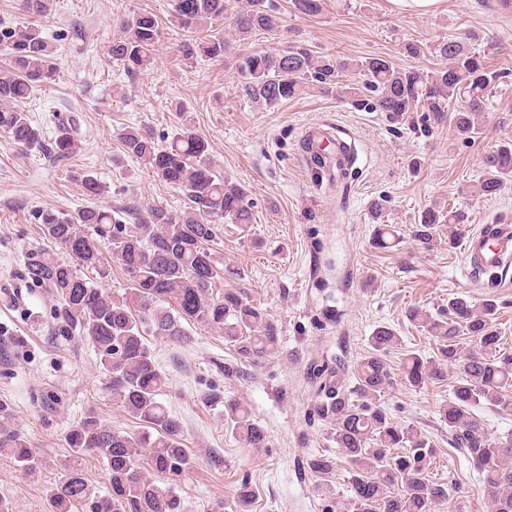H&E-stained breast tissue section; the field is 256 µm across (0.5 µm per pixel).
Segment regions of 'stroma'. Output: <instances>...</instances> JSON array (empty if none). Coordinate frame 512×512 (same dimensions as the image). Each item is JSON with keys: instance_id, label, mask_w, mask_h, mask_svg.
<instances>
[{"instance_id": "1", "label": "stroma", "mask_w": 512, "mask_h": 512, "mask_svg": "<svg viewBox=\"0 0 512 512\" xmlns=\"http://www.w3.org/2000/svg\"><path fill=\"white\" fill-rule=\"evenodd\" d=\"M272 3L282 18L280 36L258 34L235 43L226 58L191 63L182 56L185 34L171 0H54L51 12L38 18L56 48L59 77L20 108L49 141L60 119L76 118L81 148L58 160L45 150H20L0 133V403L11 408L13 427L45 461L29 476L0 454V498L13 512H47L48 489L61 480L69 456L68 433L85 413H96L116 431L143 430L106 390L92 345L56 319L57 299L23 278L26 254L50 246L35 215L86 206L77 181L84 171L105 185L99 202L123 222L134 209L155 204L182 210L178 194L125 155L120 139L125 127L141 124L166 138L179 103L208 141L216 170L246 188L254 214L244 230L219 225L211 247L226 273L215 290L245 289L276 320L280 348L246 365L223 336L197 324L182 345L148 336L168 378L162 398L182 422L192 462L181 476L158 475L155 483L174 487L185 512H209L218 501L224 512H234L244 482L255 493L251 512H347V465L336 469L326 489L306 469L310 456L340 455L330 424L311 412L318 383L309 367L338 363L353 373L369 336L387 326L403 346L386 356L397 377L383 406L433 443L429 476L450 488L434 512H487L477 469L453 448L440 419L450 382L417 388L399 372L403 350L429 356L435 348L433 337L409 324L407 308L431 312L456 293L476 303L497 301L503 346L512 351V264L476 278L464 244L452 248L443 238L424 250L409 232L418 214L432 207L464 211L465 235L484 224L512 222V185L492 200L476 192L483 155L512 137L506 118L512 112V10L500 0H446L443 11L417 15L390 10L387 0H324L322 11L309 16L292 0ZM138 12L157 16L161 40L149 69L128 77L107 49L118 35L114 20ZM448 38L484 53L500 75L482 118L484 132L472 142L421 112L394 123L314 90L266 109L237 88L235 57L254 49L303 44L318 55L350 62L384 56L429 73L445 60L428 52L408 55L407 44ZM319 126L334 128L356 153L346 176L334 182L305 145L306 131ZM379 200L385 222L399 235L387 251L370 243L371 208ZM213 392L250 408L267 433L266 447H247L226 430L220 407L207 402Z\"/></svg>"}]
</instances>
